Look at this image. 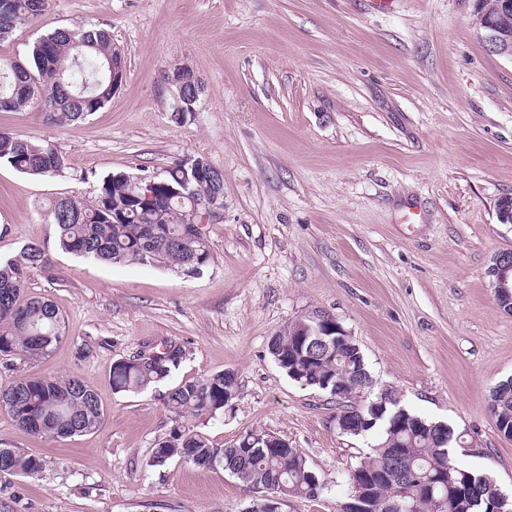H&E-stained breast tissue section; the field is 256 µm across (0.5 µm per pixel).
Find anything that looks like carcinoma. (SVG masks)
<instances>
[{"mask_svg": "<svg viewBox=\"0 0 512 512\" xmlns=\"http://www.w3.org/2000/svg\"><path fill=\"white\" fill-rule=\"evenodd\" d=\"M47 0H0V41L21 24L40 16ZM480 11L497 17L512 33V7L502 0H481ZM112 44L108 31L73 26L53 30L34 42L29 58L0 59V112H22L44 105L48 119L58 123L82 120L111 98L125 72L124 57ZM202 88L183 82V105L196 104ZM196 157L176 161L156 182V203L139 205L138 178L118 173L103 179L93 200L59 197L51 215L57 227V246L63 252L110 264L164 262L187 276L198 275L209 264V241L190 238L184 214L197 200L224 189V174L210 165L198 169ZM0 164L32 176H62L68 159L51 143L19 137L0 130ZM195 192L187 194L186 187ZM47 262L45 249L36 242L24 245L19 255L0 260V357L27 361L48 355L65 338V322L45 298H23L28 270ZM311 323L306 317L288 324L268 344L277 367L292 381L327 392L342 413L350 416L342 433L363 437L380 426L383 439L369 446L348 476V494L341 512H351L355 493L364 491L370 512H493L498 495L490 476L478 474L456 460L453 429H440L433 421L410 410L397 411L398 397L389 389L373 391V379L361 350L340 344L328 351L300 354L299 333ZM183 359L176 342L147 361L128 357L112 365L116 392L139 393L168 379ZM237 387L236 375L218 372L202 379L173 385L163 405L178 423L203 415L224 413V390ZM361 398L354 406L350 401ZM489 406L498 431L512 434V377L491 391ZM0 408L8 411L23 430L59 439L94 432L104 419L98 395L79 378L18 377L0 383ZM282 439L252 429L227 448L189 428H173L153 453L155 465L182 459L203 470L221 468L259 490L274 485L279 496L315 498L323 489L305 456L296 448L281 447ZM405 457L397 475L404 480L403 496L393 495L389 477L393 454ZM41 460L11 448L0 455V473L33 476Z\"/></svg>", "mask_w": 512, "mask_h": 512, "instance_id": "obj_1", "label": "carcinoma"}]
</instances>
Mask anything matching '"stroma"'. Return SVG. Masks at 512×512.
Returning <instances> with one entry per match:
<instances>
[{
  "label": "stroma",
  "mask_w": 512,
  "mask_h": 512,
  "mask_svg": "<svg viewBox=\"0 0 512 512\" xmlns=\"http://www.w3.org/2000/svg\"><path fill=\"white\" fill-rule=\"evenodd\" d=\"M478 0H48L0 43L26 57L59 27L107 29L122 84L98 112L58 125L41 108L0 112V129L53 143L66 176L0 165V258L30 242L50 262L25 296L49 299L66 338L14 376H78L105 419L52 441L0 409V443L39 457L0 475V512H247L263 494L229 472L173 459L151 465L174 421L169 384L234 371L223 414L190 419L224 448L260 429L299 449L325 488L279 512H339L347 479L379 432L344 434L334 399L290 380L272 336L323 311L358 343L375 389L462 435L459 461L512 496V439L489 393L512 376V315L489 268L512 251L497 205L512 196V60L487 49ZM186 66L204 90L174 118L166 76ZM206 158L224 174L212 257L186 276L162 263L106 265L56 246L50 205L92 200L102 180L152 176ZM185 356L169 382L118 393L115 361L167 340Z\"/></svg>",
  "instance_id": "stroma-1"
}]
</instances>
